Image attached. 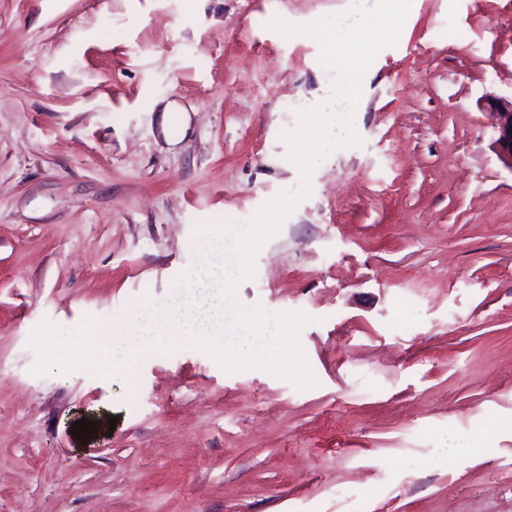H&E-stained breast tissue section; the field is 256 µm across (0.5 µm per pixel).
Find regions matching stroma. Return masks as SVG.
<instances>
[{
    "instance_id": "35a3bbf8",
    "label": "stroma",
    "mask_w": 512,
    "mask_h": 512,
    "mask_svg": "<svg viewBox=\"0 0 512 512\" xmlns=\"http://www.w3.org/2000/svg\"><path fill=\"white\" fill-rule=\"evenodd\" d=\"M351 4L0 0V512H512V171L482 105L512 95V0H411L361 145L239 285L311 316L315 387L184 345L109 379L29 372L43 319L123 335L170 302L195 225L299 184L281 134L330 73L267 24Z\"/></svg>"
}]
</instances>
